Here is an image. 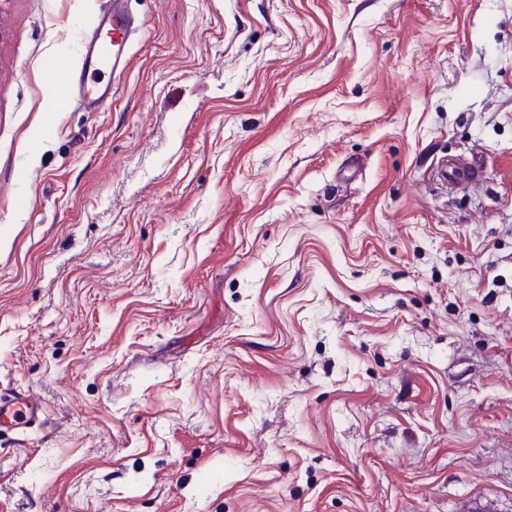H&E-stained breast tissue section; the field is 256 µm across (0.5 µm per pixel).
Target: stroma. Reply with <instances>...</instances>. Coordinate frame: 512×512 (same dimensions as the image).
Segmentation results:
<instances>
[{"mask_svg":"<svg viewBox=\"0 0 512 512\" xmlns=\"http://www.w3.org/2000/svg\"><path fill=\"white\" fill-rule=\"evenodd\" d=\"M99 6L0 0V512H512V0H129L57 113ZM144 27L123 7V0H103L91 33L79 45L76 67L63 68L58 77V112H68L77 92L88 112H100L112 101V85L93 77L104 68H123L133 32ZM109 36L111 43H106ZM43 405L27 391L0 395V432L23 433L40 422Z\"/></svg>","mask_w":512,"mask_h":512,"instance_id":"obj_1","label":"stroma"}]
</instances>
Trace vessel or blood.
<instances>
[{
    "label": "vessel or blood",
    "mask_w": 512,
    "mask_h": 512,
    "mask_svg": "<svg viewBox=\"0 0 512 512\" xmlns=\"http://www.w3.org/2000/svg\"><path fill=\"white\" fill-rule=\"evenodd\" d=\"M139 28L123 0H103L91 33L80 41L77 65L62 69L58 77L59 111H68L77 97L90 112L102 111L111 103L112 86L99 81L97 74L124 66L130 37ZM42 416L41 402L29 392L0 395V432H25Z\"/></svg>",
    "instance_id": "1"
}]
</instances>
